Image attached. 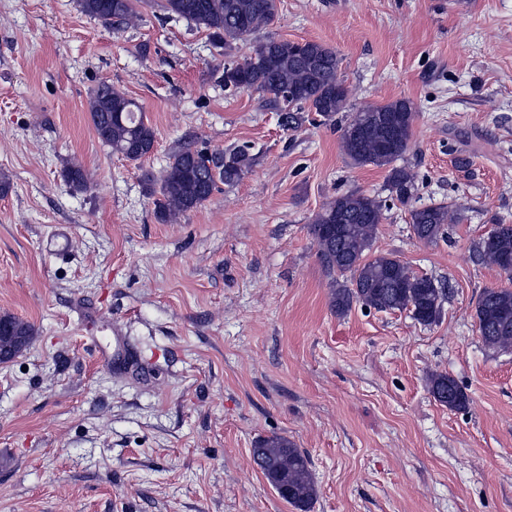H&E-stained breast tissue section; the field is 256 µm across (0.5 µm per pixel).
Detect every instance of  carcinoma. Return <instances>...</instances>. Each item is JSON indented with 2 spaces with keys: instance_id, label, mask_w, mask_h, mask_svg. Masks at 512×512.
Returning <instances> with one entry per match:
<instances>
[{
  "instance_id": "carcinoma-1",
  "label": "carcinoma",
  "mask_w": 512,
  "mask_h": 512,
  "mask_svg": "<svg viewBox=\"0 0 512 512\" xmlns=\"http://www.w3.org/2000/svg\"><path fill=\"white\" fill-rule=\"evenodd\" d=\"M140 0H78L81 10L103 26L129 24L138 17ZM169 15L188 19L209 32L212 40L226 48L246 41L260 27L276 18L277 0H161ZM220 81H230L269 96L281 109L283 94L295 97L292 111L283 117L286 127L299 124L304 109L326 121L347 111L350 90L339 74L334 49L313 41L294 42L270 38L242 60L224 68ZM88 112L99 140L112 152L129 161H139L154 150L155 131L144 119L135 101L107 81L100 82L88 99ZM416 112L413 104L398 99L383 105L371 104L351 114L341 128L340 144L355 165L388 169L390 197L408 204L415 192V176L395 161L409 147ZM253 166L244 148L224 155L221 164L200 151L185 147L172 155L159 177L145 179L146 194L153 198L156 219L172 224L186 212L202 206L218 184L239 182ZM74 188L88 187V176L76 164L64 170ZM384 204L360 192L337 196L315 215L311 232L327 272L343 277L334 281L331 304L344 315L355 303L379 311L412 310L424 325L441 316L445 293L434 279L419 276L400 260L384 253H371ZM417 238L433 242L445 234L446 226L461 216L447 206L410 209ZM478 261L497 267L512 280V224H499L475 245ZM475 318L485 347H512V289L487 288L480 295ZM434 398L451 410L469 402L467 394L452 377L430 378ZM253 458L268 483L281 498L300 512H310L317 487L307 456L287 437L273 434L260 439Z\"/></svg>"
}]
</instances>
